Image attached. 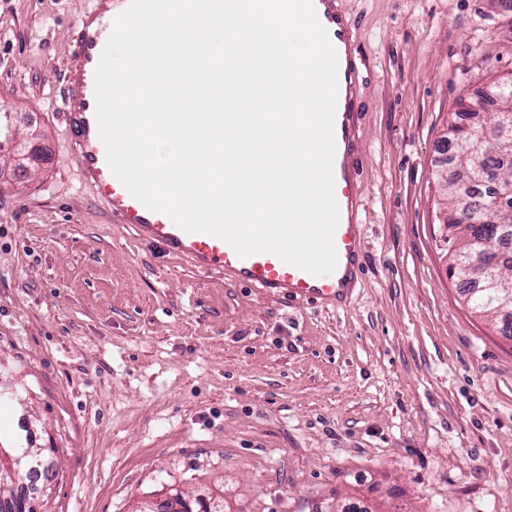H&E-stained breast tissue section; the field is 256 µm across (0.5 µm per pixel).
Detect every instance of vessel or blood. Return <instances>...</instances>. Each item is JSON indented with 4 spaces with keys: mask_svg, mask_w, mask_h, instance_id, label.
<instances>
[{
    "mask_svg": "<svg viewBox=\"0 0 512 512\" xmlns=\"http://www.w3.org/2000/svg\"><path fill=\"white\" fill-rule=\"evenodd\" d=\"M337 0H312L338 58L339 106L335 113L334 194L339 222L334 234L337 266L315 276L271 253L239 257L224 240L206 233H188L170 217L147 209L113 175L99 137L95 103V70L113 31L116 17L130 0H91L74 25L70 52L74 65L65 74L62 99L68 145L80 182L90 188L113 223L131 225L149 247L187 260L197 271L215 273L256 288L274 298L335 305L358 280L363 218L358 202L355 156V95L361 63L353 49V26L336 7Z\"/></svg>",
    "mask_w": 512,
    "mask_h": 512,
    "instance_id": "b4317fda",
    "label": "vessel or blood"
}]
</instances>
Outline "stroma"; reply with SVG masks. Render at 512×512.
Returning a JSON list of instances; mask_svg holds the SVG:
<instances>
[{"mask_svg": "<svg viewBox=\"0 0 512 512\" xmlns=\"http://www.w3.org/2000/svg\"><path fill=\"white\" fill-rule=\"evenodd\" d=\"M89 0H0V393L51 449L42 512H512V338L448 273L439 175L460 101L512 75V0H341L369 69L363 272L338 309L147 250L67 155L62 79Z\"/></svg>", "mask_w": 512, "mask_h": 512, "instance_id": "stroma-1", "label": "stroma"}]
</instances>
